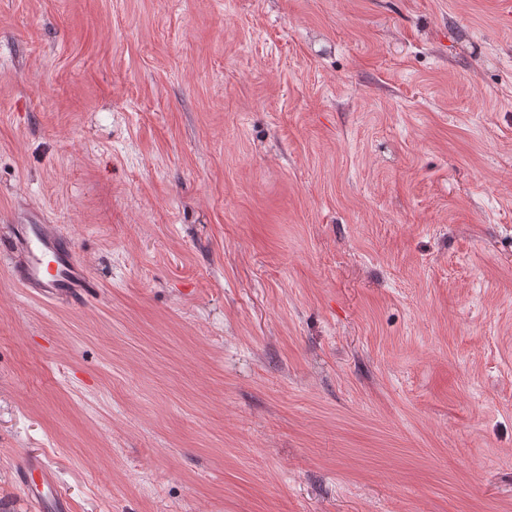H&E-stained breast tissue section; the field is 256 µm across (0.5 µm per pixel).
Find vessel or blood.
<instances>
[{"mask_svg":"<svg viewBox=\"0 0 512 512\" xmlns=\"http://www.w3.org/2000/svg\"><path fill=\"white\" fill-rule=\"evenodd\" d=\"M12 275L28 296L50 301L90 300L99 284L79 266L74 247L63 234L42 223L14 224L8 233ZM24 494L39 512H70L68 498L55 472L42 457H27L17 473Z\"/></svg>","mask_w":512,"mask_h":512,"instance_id":"vessel-or-blood-1","label":"vessel or blood"}]
</instances>
